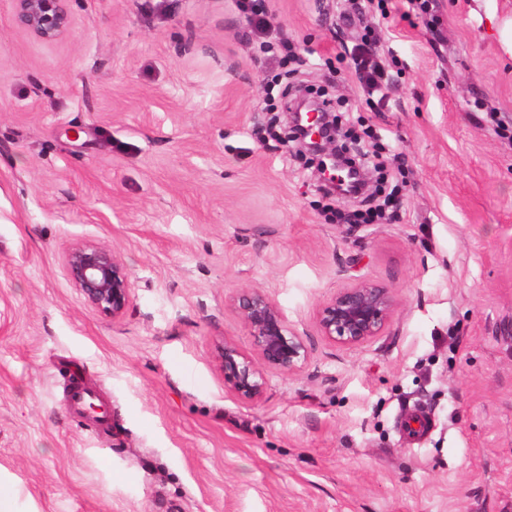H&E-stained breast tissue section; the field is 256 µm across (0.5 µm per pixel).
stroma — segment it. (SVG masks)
Wrapping results in <instances>:
<instances>
[{"label": "stroma", "instance_id": "1", "mask_svg": "<svg viewBox=\"0 0 512 512\" xmlns=\"http://www.w3.org/2000/svg\"><path fill=\"white\" fill-rule=\"evenodd\" d=\"M469 2L369 9L397 61L380 109L337 57L356 0H266L301 58L289 83L402 160L397 219L348 236L295 145L255 136L272 73L236 0H67L53 43L0 0V478L19 512H512V59ZM81 241L130 271L123 318L71 284ZM360 277L395 318L332 342L316 310ZM243 287L311 352L257 401L217 362L223 340L252 349ZM71 374L107 425L71 410Z\"/></svg>", "mask_w": 512, "mask_h": 512}]
</instances>
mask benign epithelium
Wrapping results in <instances>:
<instances>
[{
  "label": "benign epithelium",
  "instance_id": "benign-epithelium-1",
  "mask_svg": "<svg viewBox=\"0 0 512 512\" xmlns=\"http://www.w3.org/2000/svg\"><path fill=\"white\" fill-rule=\"evenodd\" d=\"M18 23L45 43L60 39L69 27L67 0H14ZM289 124L299 129L300 146L318 156L317 171L329 186L342 193L363 179L362 171L349 165L351 149L336 146L331 113L306 106L287 113ZM69 280L85 303L122 318L132 300L131 274L120 256L98 243H81L65 256ZM232 306L251 338L253 353L224 340L218 348L224 387L241 399L257 401L267 387L266 373L292 375L310 358L307 340L290 327L280 306L261 288H241ZM397 301L391 288L357 279L323 301L316 312L320 335L342 345H357L381 335L391 324Z\"/></svg>",
  "mask_w": 512,
  "mask_h": 512
}]
</instances>
